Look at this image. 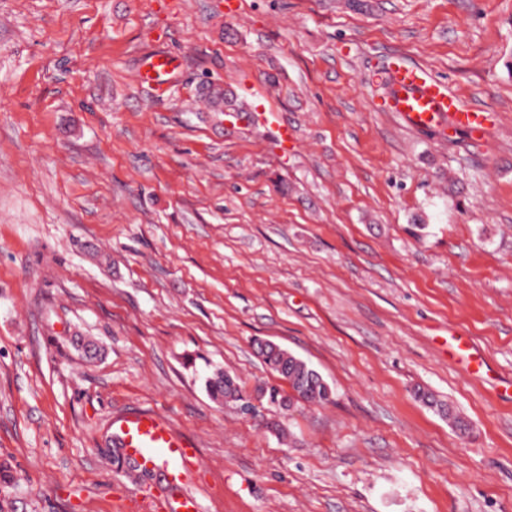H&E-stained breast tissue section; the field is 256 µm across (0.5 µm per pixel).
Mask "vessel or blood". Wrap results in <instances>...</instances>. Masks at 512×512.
Segmentation results:
<instances>
[{
    "instance_id": "obj_1",
    "label": "vessel or blood",
    "mask_w": 512,
    "mask_h": 512,
    "mask_svg": "<svg viewBox=\"0 0 512 512\" xmlns=\"http://www.w3.org/2000/svg\"><path fill=\"white\" fill-rule=\"evenodd\" d=\"M178 58L166 51L141 57V84H165L178 72ZM386 106L411 128L444 129L454 126L475 138L486 133L484 112L467 108L446 83L424 69L404 62L390 63L385 72ZM112 438L125 454L139 464L158 470L170 487L184 483V468L193 456L191 443L179 435L159 414L149 410L128 412L112 420Z\"/></svg>"
}]
</instances>
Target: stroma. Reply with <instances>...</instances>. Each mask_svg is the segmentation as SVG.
<instances>
[{"label": "stroma", "mask_w": 512, "mask_h": 512, "mask_svg": "<svg viewBox=\"0 0 512 512\" xmlns=\"http://www.w3.org/2000/svg\"><path fill=\"white\" fill-rule=\"evenodd\" d=\"M395 59L491 137L408 129ZM260 340L332 401H213L217 369L275 384ZM139 409L192 443L202 512H512V0H0L10 512H145L162 489L101 453ZM180 69L178 58L167 51H155L143 55L139 61L140 84L155 90L152 84H168Z\"/></svg>", "instance_id": "35a3bbf8"}]
</instances>
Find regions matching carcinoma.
I'll return each mask as SVG.
<instances>
[{
    "mask_svg": "<svg viewBox=\"0 0 512 512\" xmlns=\"http://www.w3.org/2000/svg\"><path fill=\"white\" fill-rule=\"evenodd\" d=\"M256 347L269 369L288 383L289 394L283 396L277 388L272 387L260 390L255 399H264L270 404L283 407L295 400L319 405L332 400V388L306 361L281 347L274 348L268 341H260ZM206 388L214 401L231 404L236 408L250 403L253 399L245 395L235 379L222 370L214 372L213 376L207 379Z\"/></svg>",
    "mask_w": 512,
    "mask_h": 512,
    "instance_id": "cac0c4a2",
    "label": "carcinoma"
}]
</instances>
